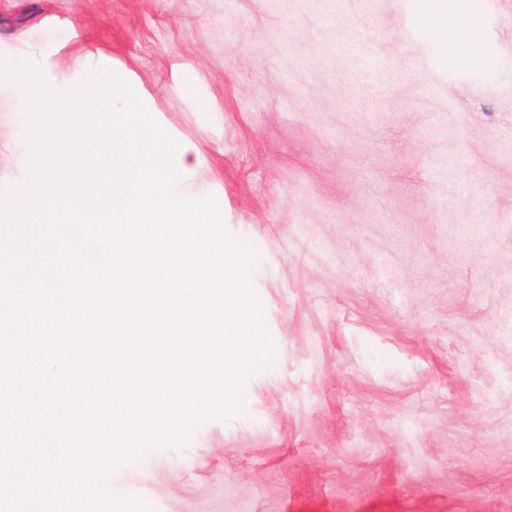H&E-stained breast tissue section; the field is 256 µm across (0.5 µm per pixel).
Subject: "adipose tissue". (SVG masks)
<instances>
[{
	"instance_id": "ef3b65f1",
	"label": "adipose tissue",
	"mask_w": 512,
	"mask_h": 512,
	"mask_svg": "<svg viewBox=\"0 0 512 512\" xmlns=\"http://www.w3.org/2000/svg\"><path fill=\"white\" fill-rule=\"evenodd\" d=\"M425 28L450 54H466L470 62L488 65L486 46L475 35L472 0H416Z\"/></svg>"
}]
</instances>
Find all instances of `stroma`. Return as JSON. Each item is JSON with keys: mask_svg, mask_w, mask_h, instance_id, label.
<instances>
[{"mask_svg": "<svg viewBox=\"0 0 512 512\" xmlns=\"http://www.w3.org/2000/svg\"><path fill=\"white\" fill-rule=\"evenodd\" d=\"M490 66L414 0H0V56L102 68L195 145L178 189L254 243L276 343L247 414L108 480L156 512H512V0ZM0 83V189L26 181Z\"/></svg>", "mask_w": 512, "mask_h": 512, "instance_id": "1", "label": "stroma"}]
</instances>
